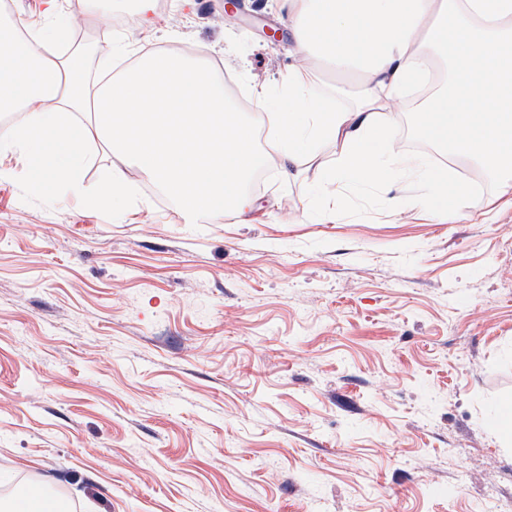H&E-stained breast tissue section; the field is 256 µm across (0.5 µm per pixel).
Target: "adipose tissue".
I'll list each match as a JSON object with an SVG mask.
<instances>
[{"label":"adipose tissue","mask_w":512,"mask_h":512,"mask_svg":"<svg viewBox=\"0 0 512 512\" xmlns=\"http://www.w3.org/2000/svg\"><path fill=\"white\" fill-rule=\"evenodd\" d=\"M44 2L40 26L0 19V155L27 158L28 179L42 195L65 184L82 193L86 210L124 205L131 186L121 169L94 191L83 189L88 149L100 143L153 181L188 224L246 220L254 207L247 182L271 156L284 179L313 164L324 172L322 193L384 190L400 207L428 208L444 223L461 216L470 184L434 175L394 136L396 104L436 66L445 80L415 109L417 133L512 192V0H287L299 62L283 83L287 109L271 110L266 91L253 94L267 116L263 149L215 72L182 52L141 56L92 85L106 61L55 53L66 26L59 0ZM70 13L96 24L117 57L128 54V35L110 22L112 0H73ZM320 62L357 75L351 103L332 105L320 92Z\"/></svg>","instance_id":"adipose-tissue-1"}]
</instances>
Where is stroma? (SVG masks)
Here are the masks:
<instances>
[{"instance_id":"stroma-1","label":"stroma","mask_w":512,"mask_h":512,"mask_svg":"<svg viewBox=\"0 0 512 512\" xmlns=\"http://www.w3.org/2000/svg\"><path fill=\"white\" fill-rule=\"evenodd\" d=\"M134 52L207 57L262 137L253 86L291 62L282 0H166ZM46 202L0 155V506L42 486L69 512H497L512 441V197L445 224L321 171L253 188L254 221L184 223L89 148Z\"/></svg>"}]
</instances>
